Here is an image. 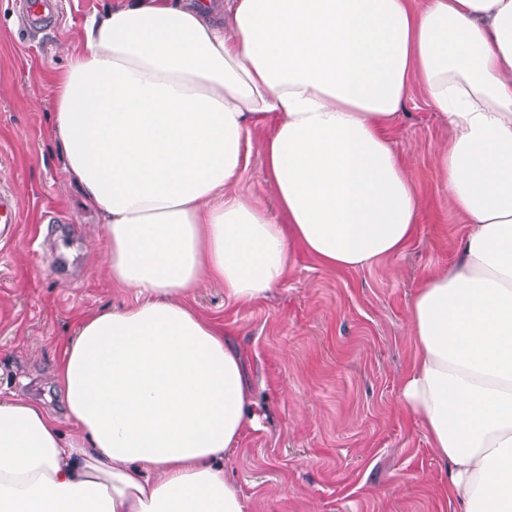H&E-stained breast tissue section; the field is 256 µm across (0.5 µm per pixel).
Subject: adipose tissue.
<instances>
[{
  "instance_id": "obj_1",
  "label": "adipose tissue",
  "mask_w": 512,
  "mask_h": 512,
  "mask_svg": "<svg viewBox=\"0 0 512 512\" xmlns=\"http://www.w3.org/2000/svg\"><path fill=\"white\" fill-rule=\"evenodd\" d=\"M79 39L53 138L132 300L68 337L64 416L0 396V512H249L225 463L257 402L189 298L215 282L249 305L301 253H401L421 202L383 128L414 86L466 232L409 305L398 400L446 467L440 499L512 512V0H113ZM258 128L282 224L240 188Z\"/></svg>"
}]
</instances>
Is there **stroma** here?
I'll use <instances>...</instances> for the list:
<instances>
[{
	"label": "stroma",
	"instance_id": "obj_1",
	"mask_svg": "<svg viewBox=\"0 0 512 512\" xmlns=\"http://www.w3.org/2000/svg\"><path fill=\"white\" fill-rule=\"evenodd\" d=\"M53 3V17L31 28L15 0H0V190L20 213L0 239V391L25 392L59 411L49 376L64 340L82 317L128 297L105 274L103 226L69 185L50 131L53 78L104 0ZM389 136L421 199L403 253L358 272L300 256L280 288L248 307L225 302L217 285L193 299L241 348L258 401L257 428L226 464L250 512H452L435 499L441 466L397 386L414 351L410 299L455 259L465 227L432 163L443 124L419 91ZM241 187L274 207L257 146Z\"/></svg>",
	"mask_w": 512,
	"mask_h": 512
}]
</instances>
